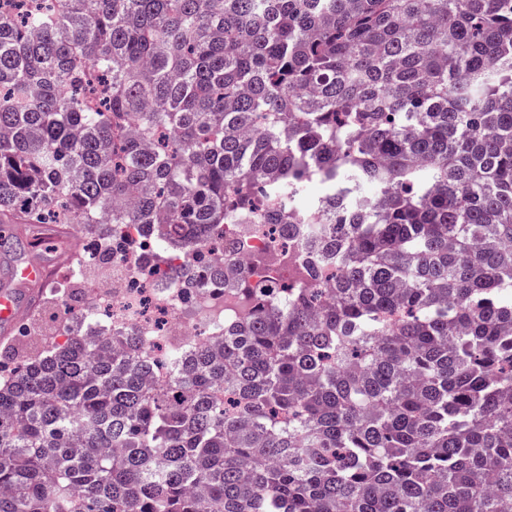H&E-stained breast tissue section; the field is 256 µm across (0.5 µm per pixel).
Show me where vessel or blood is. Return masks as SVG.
I'll use <instances>...</instances> for the list:
<instances>
[{"mask_svg": "<svg viewBox=\"0 0 512 512\" xmlns=\"http://www.w3.org/2000/svg\"><path fill=\"white\" fill-rule=\"evenodd\" d=\"M42 248V239H30L27 243L28 258L14 262L7 281L0 284L1 334H12L38 301V288L49 273L48 266L38 258Z\"/></svg>", "mask_w": 512, "mask_h": 512, "instance_id": "1", "label": "vessel or blood"}]
</instances>
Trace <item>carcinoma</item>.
<instances>
[{
	"instance_id": "obj_1",
	"label": "carcinoma",
	"mask_w": 512,
	"mask_h": 512,
	"mask_svg": "<svg viewBox=\"0 0 512 512\" xmlns=\"http://www.w3.org/2000/svg\"><path fill=\"white\" fill-rule=\"evenodd\" d=\"M246 219L317 259L165 384L87 309L0 362V512L512 506V0H0V224L190 287Z\"/></svg>"
}]
</instances>
